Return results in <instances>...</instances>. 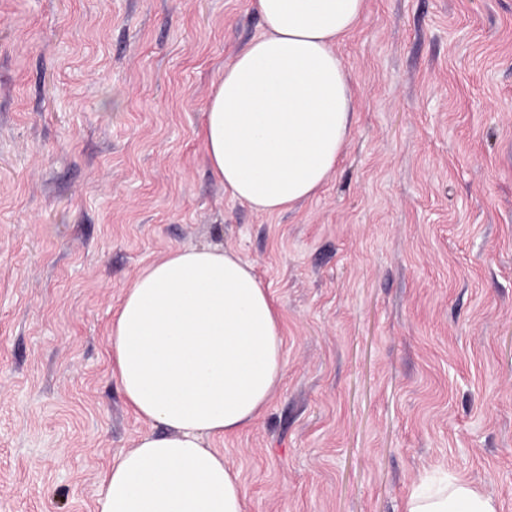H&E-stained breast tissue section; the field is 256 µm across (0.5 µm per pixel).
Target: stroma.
Masks as SVG:
<instances>
[{
	"label": "stroma",
	"instance_id": "35a3bbf8",
	"mask_svg": "<svg viewBox=\"0 0 512 512\" xmlns=\"http://www.w3.org/2000/svg\"><path fill=\"white\" fill-rule=\"evenodd\" d=\"M254 0H0V512H96L150 431L112 374L124 293L180 247L249 262L286 374L215 440L244 512H405L446 471L512 512V0H366L350 141L274 215L202 138Z\"/></svg>",
	"mask_w": 512,
	"mask_h": 512
}]
</instances>
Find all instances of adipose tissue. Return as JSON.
Here are the masks:
<instances>
[{"label":"adipose tissue","instance_id":"1","mask_svg":"<svg viewBox=\"0 0 512 512\" xmlns=\"http://www.w3.org/2000/svg\"><path fill=\"white\" fill-rule=\"evenodd\" d=\"M264 32L225 69L205 114L210 166L235 199L280 214L325 185L353 128L336 52L365 0H255ZM129 407L154 429L108 468L96 512H243L239 475L211 442L253 423L282 381L281 316L250 263L178 248L124 294L110 336ZM406 512H497L445 476Z\"/></svg>","mask_w":512,"mask_h":512}]
</instances>
